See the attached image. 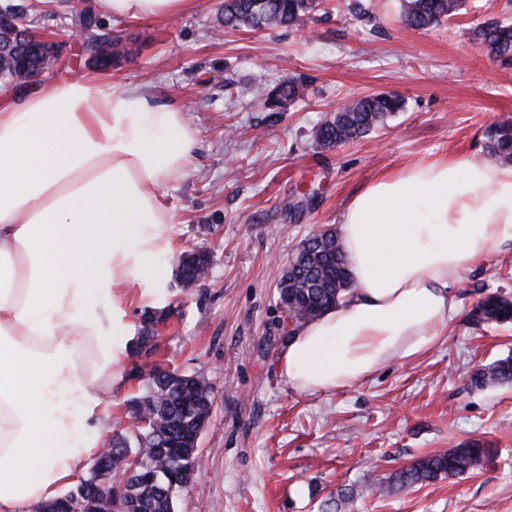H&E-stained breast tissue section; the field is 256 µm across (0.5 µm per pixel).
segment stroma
<instances>
[{"label":"stroma","mask_w":512,"mask_h":512,"mask_svg":"<svg viewBox=\"0 0 512 512\" xmlns=\"http://www.w3.org/2000/svg\"><path fill=\"white\" fill-rule=\"evenodd\" d=\"M53 13L48 33L63 45L59 79L95 73L76 15L96 14L97 34L136 53L113 76L182 104L200 131L192 170L162 190L176 215L173 249L212 257L207 279L175 276L156 258L166 290L134 298L144 329L163 316L149 356L127 357L112 388L111 436L128 421L141 383L135 364L206 377L212 415L177 492L175 512H512V384L476 386L479 368L512 354V322L476 324L486 293L512 297V245L467 270L458 314L423 357L393 362L342 390L304 393L287 385L279 361L293 322L276 286L300 243L336 229L344 204L382 171L447 154L483 158L487 130L512 118V68L476 38L491 20L512 21V0H466L455 18L405 27L402 0H323L293 28L215 29L224 0H196L170 19H113L96 0H20ZM303 82V97L269 110L264 92ZM377 91L400 95L403 112L367 137L327 150L317 124L336 103ZM477 440L492 461L458 477L393 487L392 474L420 457Z\"/></svg>","instance_id":"35a3bbf8"}]
</instances>
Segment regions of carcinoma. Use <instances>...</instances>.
I'll return each instance as SVG.
<instances>
[{
    "instance_id": "obj_1",
    "label": "carcinoma",
    "mask_w": 512,
    "mask_h": 512,
    "mask_svg": "<svg viewBox=\"0 0 512 512\" xmlns=\"http://www.w3.org/2000/svg\"><path fill=\"white\" fill-rule=\"evenodd\" d=\"M317 0H224L220 24L233 30H260L268 26L290 27L316 10ZM462 0H404L402 19L414 30H425L456 15ZM488 54L505 66L512 65V23L491 21L478 31ZM96 62L112 66L132 50L119 48L114 40L88 34ZM54 42L17 37L11 21L0 23V86L25 78L56 56ZM300 95L294 81L284 82L268 93V106H280ZM404 101L380 92L347 102L328 113L316 130V140L330 148L365 137L402 111ZM487 151L502 162H512V121L504 120L489 130ZM344 249L330 230L316 232L302 241L280 277L277 289L282 304L296 312L297 320L310 321L345 299L353 282L344 267ZM473 315L482 323L512 321V298L489 294L476 304ZM143 392L130 401V416L147 418L112 435V453L95 455L89 471L77 485L63 493L57 512H74L84 492L92 487L101 499L112 497V512H128L138 499L144 512H174L175 492L185 488L183 474L193 468L198 454L197 428L208 421L214 402L213 387L198 374L179 373L158 363L139 370ZM478 386L512 383V356L478 370L472 377ZM487 444L472 441L459 448L416 460L394 476L401 486L456 477L492 460Z\"/></svg>"
}]
</instances>
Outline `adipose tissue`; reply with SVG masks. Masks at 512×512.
Listing matches in <instances>:
<instances>
[{
    "label": "adipose tissue",
    "mask_w": 512,
    "mask_h": 512,
    "mask_svg": "<svg viewBox=\"0 0 512 512\" xmlns=\"http://www.w3.org/2000/svg\"><path fill=\"white\" fill-rule=\"evenodd\" d=\"M194 0H97L167 19ZM199 132L181 105L82 77L0 100V512H34L99 452V390L122 377L129 288L158 293L173 247L161 190ZM355 285L298 324L280 356L301 392L346 388L435 347L466 269L512 244V164L448 155L385 170L339 216ZM108 297L101 305L99 297Z\"/></svg>",
    "instance_id": "adipose-tissue-1"
}]
</instances>
